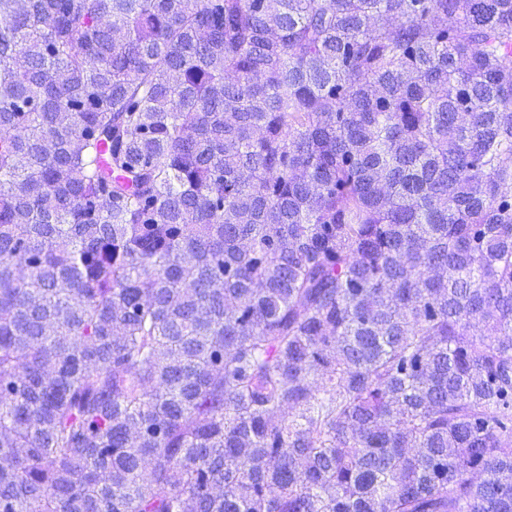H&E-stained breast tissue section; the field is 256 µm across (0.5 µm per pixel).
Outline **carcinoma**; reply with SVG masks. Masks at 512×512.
I'll return each instance as SVG.
<instances>
[{
	"label": "carcinoma",
	"mask_w": 512,
	"mask_h": 512,
	"mask_svg": "<svg viewBox=\"0 0 512 512\" xmlns=\"http://www.w3.org/2000/svg\"><path fill=\"white\" fill-rule=\"evenodd\" d=\"M0 512H512V0H0Z\"/></svg>",
	"instance_id": "1"
}]
</instances>
